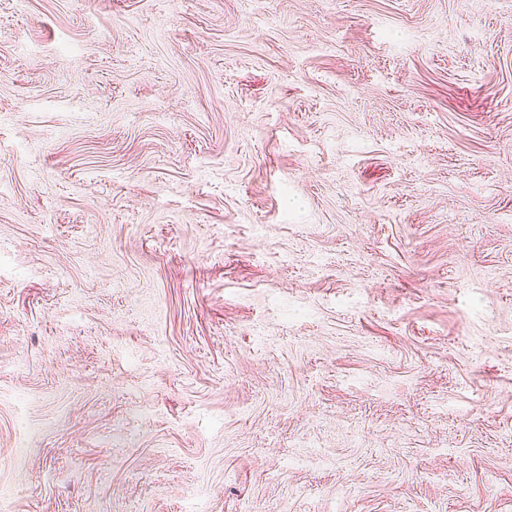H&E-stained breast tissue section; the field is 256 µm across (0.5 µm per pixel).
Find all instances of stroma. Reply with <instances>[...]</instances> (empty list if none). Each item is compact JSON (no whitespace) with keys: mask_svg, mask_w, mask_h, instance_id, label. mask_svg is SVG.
<instances>
[{"mask_svg":"<svg viewBox=\"0 0 512 512\" xmlns=\"http://www.w3.org/2000/svg\"><path fill=\"white\" fill-rule=\"evenodd\" d=\"M0 512H512V0H0Z\"/></svg>","mask_w":512,"mask_h":512,"instance_id":"1","label":"stroma"}]
</instances>
